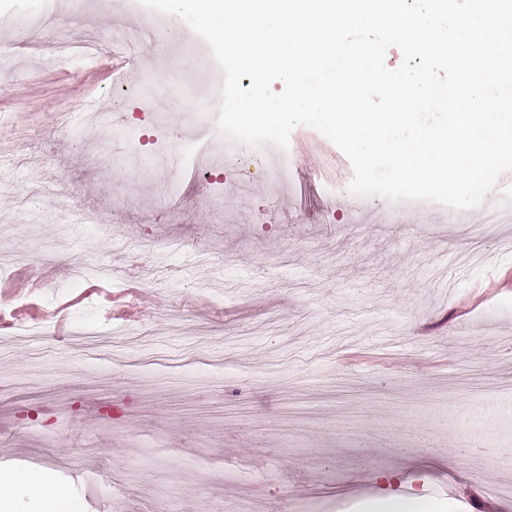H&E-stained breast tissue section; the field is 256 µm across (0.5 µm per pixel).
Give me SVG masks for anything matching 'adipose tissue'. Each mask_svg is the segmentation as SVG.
<instances>
[{"label":"adipose tissue","instance_id":"obj_1","mask_svg":"<svg viewBox=\"0 0 512 512\" xmlns=\"http://www.w3.org/2000/svg\"><path fill=\"white\" fill-rule=\"evenodd\" d=\"M26 495L33 512H74L66 490L44 472L15 471L0 475V512H13L17 495Z\"/></svg>","mask_w":512,"mask_h":512}]
</instances>
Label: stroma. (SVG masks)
Listing matches in <instances>:
<instances>
[{
  "mask_svg": "<svg viewBox=\"0 0 512 512\" xmlns=\"http://www.w3.org/2000/svg\"><path fill=\"white\" fill-rule=\"evenodd\" d=\"M53 20L41 40L98 33V57L56 65L0 25V316L48 324L38 341L0 339V472L43 471L81 512H372L418 499L446 512H512V287L467 314L460 303L512 280V217L485 236L479 212L430 202L392 208L352 195V166L319 131L291 134L286 182L251 166L248 187L216 167L173 169L123 96L113 22L137 10L99 0H0V14ZM143 66L180 120L182 157L216 127L217 65L189 26ZM106 129L83 124L88 99ZM70 126H63V119ZM117 157L95 169L100 137ZM208 179V202L196 194ZM470 251L484 263L461 265ZM50 252L55 261L39 267ZM120 269L115 280L76 265ZM223 280L217 292L212 283ZM111 331L126 353L92 349Z\"/></svg>",
  "mask_w": 512,
  "mask_h": 512,
  "instance_id": "obj_1",
  "label": "stroma"
}]
</instances>
